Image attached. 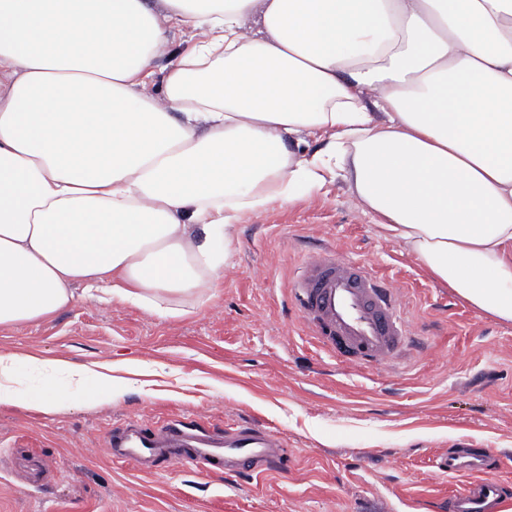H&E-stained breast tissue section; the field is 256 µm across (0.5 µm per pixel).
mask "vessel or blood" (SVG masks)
<instances>
[{
	"instance_id": "1",
	"label": "vessel or blood",
	"mask_w": 512,
	"mask_h": 512,
	"mask_svg": "<svg viewBox=\"0 0 512 512\" xmlns=\"http://www.w3.org/2000/svg\"><path fill=\"white\" fill-rule=\"evenodd\" d=\"M294 301L314 336L348 362L382 365L392 361L412 334L396 286L366 261L337 257L334 249L309 253L293 281ZM283 441L270 430L230 426L211 437L190 421L172 419L158 428L123 427L109 440V453L152 469L181 464L198 471L257 472L283 458ZM440 470H486L490 459L478 448L448 449L437 459ZM503 484L476 480L448 500V512H492Z\"/></svg>"
}]
</instances>
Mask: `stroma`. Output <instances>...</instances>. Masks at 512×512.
<instances>
[{"instance_id": "stroma-1", "label": "stroma", "mask_w": 512, "mask_h": 512, "mask_svg": "<svg viewBox=\"0 0 512 512\" xmlns=\"http://www.w3.org/2000/svg\"><path fill=\"white\" fill-rule=\"evenodd\" d=\"M218 288L163 318L78 299L51 319L0 328V349L126 367L119 397L86 392L62 414L0 407V512H448L472 481L436 466L488 449L484 476L512 500V325L482 317L356 209L336 179L292 206L244 216ZM366 259L398 288L414 337L393 363L343 361L290 297L307 249ZM211 433L251 423L285 443L284 467L144 471L107 443L138 421Z\"/></svg>"}]
</instances>
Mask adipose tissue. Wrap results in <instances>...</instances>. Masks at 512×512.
I'll list each match as a JSON object with an SVG mask.
<instances>
[{
  "label": "adipose tissue",
  "instance_id": "adipose-tissue-1",
  "mask_svg": "<svg viewBox=\"0 0 512 512\" xmlns=\"http://www.w3.org/2000/svg\"><path fill=\"white\" fill-rule=\"evenodd\" d=\"M340 174L512 324V0H0V328L80 293L178 316L241 217ZM112 371L0 349V406L63 413L58 379L109 403Z\"/></svg>",
  "mask_w": 512,
  "mask_h": 512
}]
</instances>
